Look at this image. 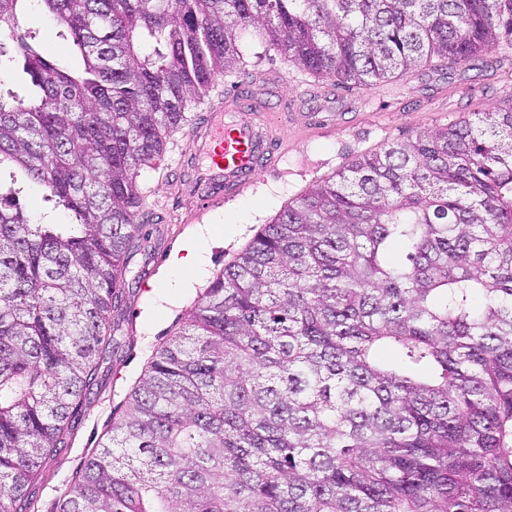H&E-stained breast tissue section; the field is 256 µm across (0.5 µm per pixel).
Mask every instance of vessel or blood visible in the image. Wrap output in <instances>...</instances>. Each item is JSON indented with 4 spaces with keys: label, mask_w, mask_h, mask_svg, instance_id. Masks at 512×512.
Returning a JSON list of instances; mask_svg holds the SVG:
<instances>
[{
    "label": "vessel or blood",
    "mask_w": 512,
    "mask_h": 512,
    "mask_svg": "<svg viewBox=\"0 0 512 512\" xmlns=\"http://www.w3.org/2000/svg\"><path fill=\"white\" fill-rule=\"evenodd\" d=\"M281 123L278 112L256 113L254 122L246 123L224 101L210 104L192 134L187 169L199 207L235 198L251 188L260 171L276 165Z\"/></svg>",
    "instance_id": "1"
}]
</instances>
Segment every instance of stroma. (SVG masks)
<instances>
[{
	"label": "stroma",
	"instance_id": "stroma-1",
	"mask_svg": "<svg viewBox=\"0 0 512 512\" xmlns=\"http://www.w3.org/2000/svg\"><path fill=\"white\" fill-rule=\"evenodd\" d=\"M20 25L22 32H35L38 45L63 65L80 67L79 51L46 19L37 0H30ZM242 39L248 44L245 72L220 77L218 91L230 99L254 95L272 109L285 104L293 114L279 129L287 151L278 168L260 175L253 191L201 214L182 182L181 163L193 151L187 129L171 134L158 167L141 171L149 242L130 264L114 336L117 348L101 366L102 389L91 394L69 447L35 489L42 512H52L76 467L102 442L114 410L124 404L157 348L185 328L198 290L182 293L174 305L162 295L165 283L185 275L172 257L189 238L205 237L206 274L214 276L288 203L354 157L456 123L476 107H497L512 93V48L504 45L451 70L418 65L397 70L378 86L348 89L302 71L276 50L252 42L250 34Z\"/></svg>",
	"mask_w": 512,
	"mask_h": 512
}]
</instances>
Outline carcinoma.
Here are the masks:
<instances>
[{"instance_id":"obj_1","label":"carcinoma","mask_w":512,"mask_h":512,"mask_svg":"<svg viewBox=\"0 0 512 512\" xmlns=\"http://www.w3.org/2000/svg\"><path fill=\"white\" fill-rule=\"evenodd\" d=\"M0 0V507L68 447L112 353L140 171L241 34L342 85L512 45V0H38L70 69ZM398 244L406 261L391 263ZM55 512H512V106L348 162L224 266ZM9 170L15 172L18 181L24 186L23 192L18 198V203L23 209L24 214L30 217L32 221H40L45 216L46 221L54 222L55 224H71L73 222L71 214L63 208L53 210L48 204L44 203L41 188L28 181L17 168L9 167L7 170L2 169V182L5 178L8 179Z\"/></svg>"}]
</instances>
